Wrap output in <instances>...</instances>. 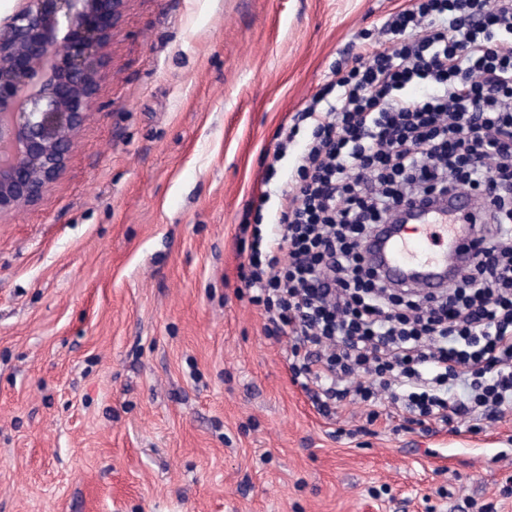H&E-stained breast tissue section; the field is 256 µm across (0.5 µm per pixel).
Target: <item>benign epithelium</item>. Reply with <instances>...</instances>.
<instances>
[{
    "mask_svg": "<svg viewBox=\"0 0 512 512\" xmlns=\"http://www.w3.org/2000/svg\"><path fill=\"white\" fill-rule=\"evenodd\" d=\"M126 0H25L0 27V213L37 201L94 106Z\"/></svg>",
    "mask_w": 512,
    "mask_h": 512,
    "instance_id": "1",
    "label": "benign epithelium"
}]
</instances>
